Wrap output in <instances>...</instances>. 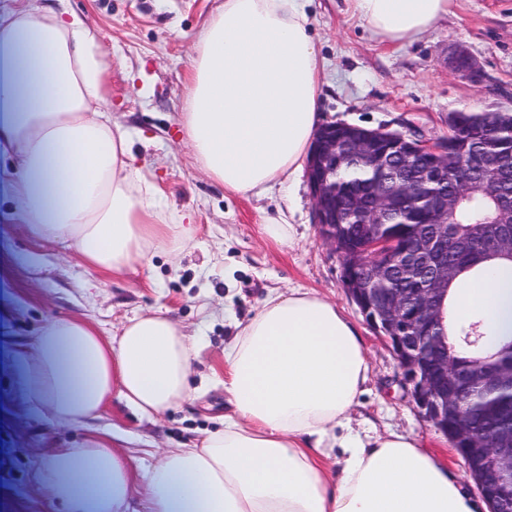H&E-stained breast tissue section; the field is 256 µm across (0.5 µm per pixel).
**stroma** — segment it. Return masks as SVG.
Returning <instances> with one entry per match:
<instances>
[{"label":"stroma","instance_id":"stroma-1","mask_svg":"<svg viewBox=\"0 0 512 512\" xmlns=\"http://www.w3.org/2000/svg\"><path fill=\"white\" fill-rule=\"evenodd\" d=\"M69 5L94 28L109 62L102 110L129 131L138 164L155 176L168 207L192 214L197 233L179 258L160 250L135 273L104 275L85 267L73 248L23 231L0 205V512H58L34 475L48 449L99 433L124 452L137 476L162 450L219 428L230 408L218 377L235 322L250 319L268 293L291 288L324 296L358 329L371 363L355 412L362 428L415 438L477 495L463 459L400 386L393 353L350 299L340 257L315 222L306 176L259 195H232L203 173L190 151L183 122L190 58L202 26L224 0ZM345 8L344 0H309L306 7L324 60L320 123L439 139L448 135L450 112L512 109V0H451L447 15L425 34L393 44ZM458 44L477 60L479 77L449 71L448 48ZM281 212L293 226L285 246L261 233ZM158 310L197 341L193 384L199 392L191 401L147 419L114 397L98 417L66 428L16 392L15 355L45 321L80 319L108 335L126 318Z\"/></svg>","mask_w":512,"mask_h":512}]
</instances>
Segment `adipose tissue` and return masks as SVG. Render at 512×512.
I'll return each mask as SVG.
<instances>
[{"instance_id": "adipose-tissue-1", "label": "adipose tissue", "mask_w": 512, "mask_h": 512, "mask_svg": "<svg viewBox=\"0 0 512 512\" xmlns=\"http://www.w3.org/2000/svg\"><path fill=\"white\" fill-rule=\"evenodd\" d=\"M307 0H224L201 30L186 85L185 127L201 169L236 195L298 175L317 129L322 65ZM450 0H346L383 41L423 35ZM108 64L67 5L36 0L0 13V191L16 223L74 246L87 268L123 274L156 249L180 254L191 215L167 211L128 132L101 112ZM452 316H480L487 352L512 337V266L467 280ZM224 344L220 429L169 448L146 470L148 512H480L481 503L417 441L353 427L370 379L356 327L300 288L267 296ZM196 343L162 313L119 334L46 321L14 359L34 409L76 426L111 396L159 415L193 398ZM37 479L63 512H128L130 467L92 436L53 449Z\"/></svg>"}]
</instances>
